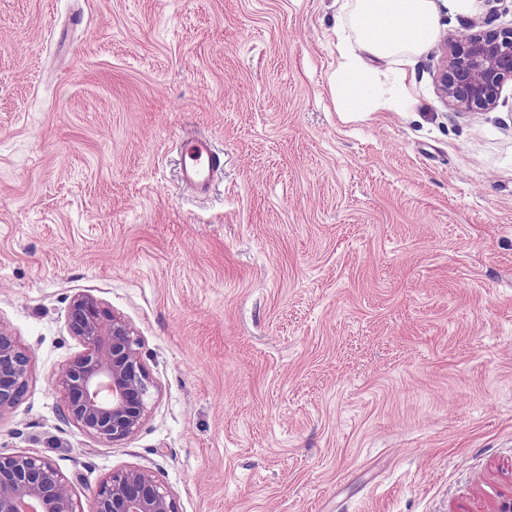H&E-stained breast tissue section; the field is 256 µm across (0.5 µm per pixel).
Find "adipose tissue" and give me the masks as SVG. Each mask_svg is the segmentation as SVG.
<instances>
[{
    "instance_id": "1",
    "label": "adipose tissue",
    "mask_w": 512,
    "mask_h": 512,
    "mask_svg": "<svg viewBox=\"0 0 512 512\" xmlns=\"http://www.w3.org/2000/svg\"><path fill=\"white\" fill-rule=\"evenodd\" d=\"M472 14L478 0H345L346 23L336 32L331 89L340 112H409L413 55L438 33L440 8Z\"/></svg>"
}]
</instances>
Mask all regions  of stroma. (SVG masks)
Segmentation results:
<instances>
[{
    "label": "stroma",
    "mask_w": 512,
    "mask_h": 512,
    "mask_svg": "<svg viewBox=\"0 0 512 512\" xmlns=\"http://www.w3.org/2000/svg\"><path fill=\"white\" fill-rule=\"evenodd\" d=\"M344 0H0V324L32 355L0 454L90 512L152 468L179 512H500L512 502V82L456 112L333 102ZM512 24V0L440 36ZM212 139L203 197L181 140ZM128 321L156 387L94 442L51 384L76 295Z\"/></svg>",
    "instance_id": "obj_1"
}]
</instances>
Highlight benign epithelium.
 Returning <instances> with one entry per match:
<instances>
[{
    "label": "benign epithelium",
    "mask_w": 512,
    "mask_h": 512,
    "mask_svg": "<svg viewBox=\"0 0 512 512\" xmlns=\"http://www.w3.org/2000/svg\"><path fill=\"white\" fill-rule=\"evenodd\" d=\"M512 80V26L491 34L459 32L444 42L438 91L456 112L494 108ZM70 335L84 346L53 388L64 399L62 420L87 438L112 444L136 434L149 412L155 383L141 343L124 319L85 295L73 298ZM32 356L0 326V417L26 394ZM0 512H85L68 476L46 457L0 454ZM91 512H179L174 493L146 467L128 466L100 483Z\"/></svg>",
    "instance_id": "7a95c632"
}]
</instances>
